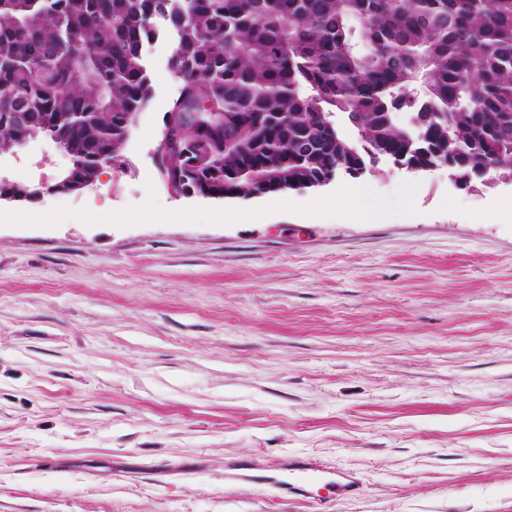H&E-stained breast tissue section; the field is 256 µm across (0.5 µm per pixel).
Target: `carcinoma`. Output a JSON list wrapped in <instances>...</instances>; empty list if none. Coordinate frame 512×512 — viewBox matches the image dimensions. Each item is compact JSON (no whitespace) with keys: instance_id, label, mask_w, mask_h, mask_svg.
<instances>
[{"instance_id":"cac0c4a2","label":"carcinoma","mask_w":512,"mask_h":512,"mask_svg":"<svg viewBox=\"0 0 512 512\" xmlns=\"http://www.w3.org/2000/svg\"><path fill=\"white\" fill-rule=\"evenodd\" d=\"M163 27L183 87L162 175L202 196L356 179L385 155L512 177V0H0V155L54 139L70 185L122 161Z\"/></svg>"}]
</instances>
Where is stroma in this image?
I'll return each mask as SVG.
<instances>
[{
  "mask_svg": "<svg viewBox=\"0 0 512 512\" xmlns=\"http://www.w3.org/2000/svg\"><path fill=\"white\" fill-rule=\"evenodd\" d=\"M175 46L144 47L124 172L0 201V512H317L292 458L362 482L313 486L330 512H512V183L176 195ZM68 165L38 139L0 175ZM329 473L320 468V466L307 459H292L288 461V493L297 496L309 498V485L316 478L325 479V474Z\"/></svg>",
  "mask_w": 512,
  "mask_h": 512,
  "instance_id": "1",
  "label": "stroma"
}]
</instances>
